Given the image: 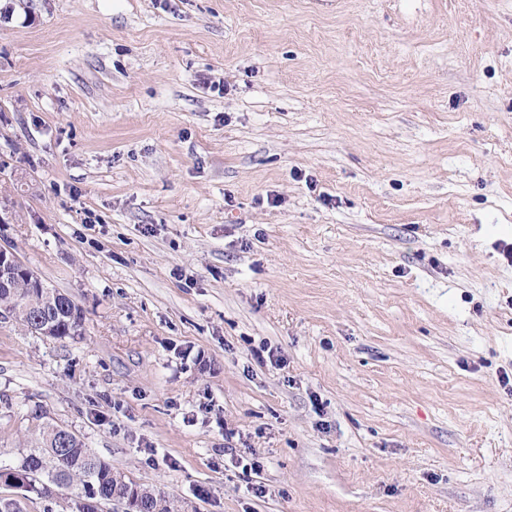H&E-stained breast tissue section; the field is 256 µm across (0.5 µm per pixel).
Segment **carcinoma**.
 Masks as SVG:
<instances>
[{
	"label": "carcinoma",
	"instance_id": "cac0c4a2",
	"mask_svg": "<svg viewBox=\"0 0 512 512\" xmlns=\"http://www.w3.org/2000/svg\"><path fill=\"white\" fill-rule=\"evenodd\" d=\"M9 307L14 320L28 330L40 333L46 323L53 326L57 340L78 335L83 316H72L78 308L73 299L39 282L28 287L27 282L6 288L0 282V308ZM59 433L53 426H41L16 459L29 475V493L43 496L42 488L52 484L71 491L75 512H84L81 500L89 498L99 505L127 499L136 490L145 493L142 501L145 512H179L166 496L143 487L112 466V463L88 448L80 437H73L69 446L56 450Z\"/></svg>",
	"mask_w": 512,
	"mask_h": 512
}]
</instances>
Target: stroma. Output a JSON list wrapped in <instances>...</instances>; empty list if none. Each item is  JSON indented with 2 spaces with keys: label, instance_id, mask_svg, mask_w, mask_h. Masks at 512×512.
Here are the masks:
<instances>
[{
  "label": "stroma",
  "instance_id": "1",
  "mask_svg": "<svg viewBox=\"0 0 512 512\" xmlns=\"http://www.w3.org/2000/svg\"><path fill=\"white\" fill-rule=\"evenodd\" d=\"M0 201L84 312L0 322V460L38 410L182 512H512V0H0Z\"/></svg>",
  "mask_w": 512,
  "mask_h": 512
}]
</instances>
